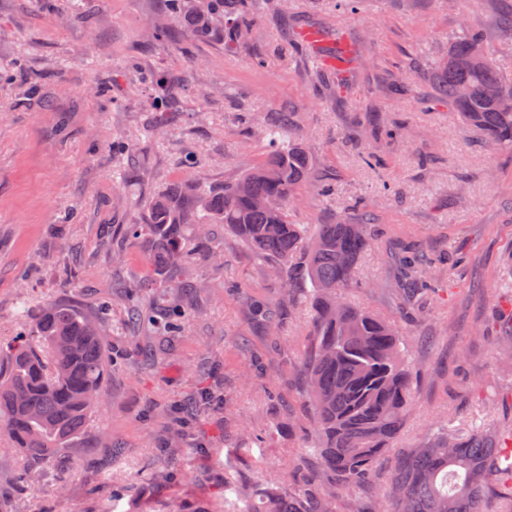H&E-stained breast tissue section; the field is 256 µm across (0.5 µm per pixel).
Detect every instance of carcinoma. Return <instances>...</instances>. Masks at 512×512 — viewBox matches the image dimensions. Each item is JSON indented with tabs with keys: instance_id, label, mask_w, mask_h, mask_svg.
I'll use <instances>...</instances> for the list:
<instances>
[{
	"instance_id": "obj_1",
	"label": "carcinoma",
	"mask_w": 512,
	"mask_h": 512,
	"mask_svg": "<svg viewBox=\"0 0 512 512\" xmlns=\"http://www.w3.org/2000/svg\"><path fill=\"white\" fill-rule=\"evenodd\" d=\"M276 0H165L168 15L187 20L198 41L238 43L260 9ZM434 94L475 128L489 148L512 150V78L484 51L482 36L464 24L433 63ZM274 149L221 185L175 182L153 196L131 237L147 239L154 286H170L190 258L186 232L211 239L204 227L222 224L254 255L275 266L288 290L310 284L312 341L301 370L314 410L315 452L328 485L294 493H238L224 512H336V491L366 482L392 447L411 401L412 371L394 324L344 301L358 284L357 264L370 243L368 222L344 218L310 233L290 210L312 176L309 149L288 122L263 125ZM135 324L164 336L183 331L176 314L133 309ZM108 354L94 318L71 303L53 302L31 315L24 334L0 345V429L30 457L42 459L78 438L99 402ZM512 425L459 434L442 430L402 459L380 487L396 512H489L487 484L498 508L512 512Z\"/></svg>"
}]
</instances>
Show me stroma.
<instances>
[{
  "instance_id": "35a3bbf8",
  "label": "stroma",
  "mask_w": 512,
  "mask_h": 512,
  "mask_svg": "<svg viewBox=\"0 0 512 512\" xmlns=\"http://www.w3.org/2000/svg\"><path fill=\"white\" fill-rule=\"evenodd\" d=\"M245 41L187 37L164 0H0V339L22 309L107 305L103 398L83 433L50 458L0 433V512H222L224 482L255 488L327 479L300 363L311 338L301 291L223 226L219 254L185 264L197 292L152 288L144 243L125 236L173 182L237 178L268 153L277 116L308 146L313 182L299 224L371 215L370 246L346 299L398 325L413 403L372 478L337 512H381L397 459L445 426L512 423V151L482 147L428 101L436 57L467 24L512 77L498 20L512 0H283ZM341 31L355 50L337 89L297 27ZM403 92H393V85ZM374 153L375 165L364 162ZM434 260L435 295L409 304L406 249ZM187 315L185 331H130L132 296Z\"/></svg>"
}]
</instances>
